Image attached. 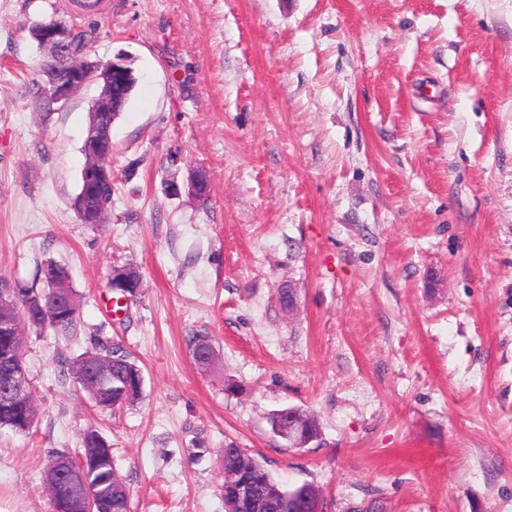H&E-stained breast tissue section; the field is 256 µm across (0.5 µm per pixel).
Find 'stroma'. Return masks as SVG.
Here are the masks:
<instances>
[{"instance_id": "obj_1", "label": "stroma", "mask_w": 512, "mask_h": 512, "mask_svg": "<svg viewBox=\"0 0 512 512\" xmlns=\"http://www.w3.org/2000/svg\"><path fill=\"white\" fill-rule=\"evenodd\" d=\"M51 18L137 76L103 224L71 206L101 86L45 107ZM49 261L81 329L25 333L38 418L0 432V512H50L90 426L134 512H224L230 441L328 512H512V0H0V279ZM115 267L141 279L117 315ZM98 336L144 375L105 414L60 373ZM287 407L308 446L272 432Z\"/></svg>"}]
</instances>
